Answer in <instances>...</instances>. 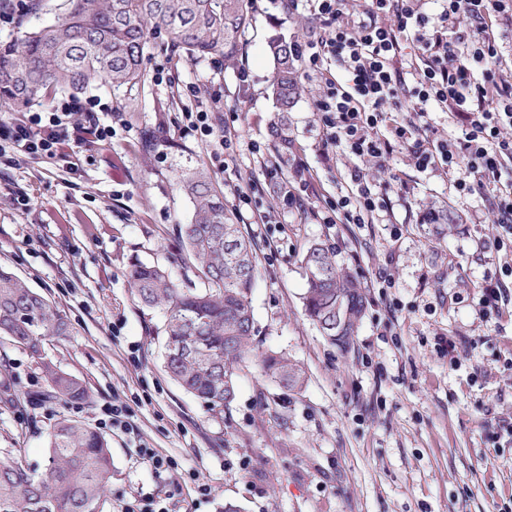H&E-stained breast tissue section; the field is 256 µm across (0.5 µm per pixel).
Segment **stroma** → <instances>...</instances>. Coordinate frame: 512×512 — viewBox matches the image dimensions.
<instances>
[{
    "label": "stroma",
    "mask_w": 512,
    "mask_h": 512,
    "mask_svg": "<svg viewBox=\"0 0 512 512\" xmlns=\"http://www.w3.org/2000/svg\"><path fill=\"white\" fill-rule=\"evenodd\" d=\"M62 0H43L0 25V41L58 22ZM314 19L308 5L253 0L252 21L235 61L187 60L151 46L134 87L90 84L84 97L112 114V142L80 153L74 169L22 159L0 169V265L39 290L68 322L45 352L89 386L81 404L38 402L48 385L37 359L0 338V457L45 458L56 415L95 423L101 404L120 398L134 411L140 441L172 456L154 470L129 438L109 434L112 480L104 512L137 496L173 495L176 512H512V302L485 313L483 287L504 261L487 198L456 192L455 173L421 172L404 151L370 179L390 182L389 208L372 224H319L290 212L261 221L260 205L237 219L252 239L259 276L252 293L263 349L284 353L306 376L300 391L280 388L250 362L236 372V397L223 414L206 411L167 375L164 317L131 293L132 257L196 277L178 263L179 225L193 205L176 178L205 167L224 191L261 172L251 145L275 154L268 43L300 40ZM252 83L242 89L239 69ZM175 84L159 82L158 71ZM221 89L239 115L236 171L221 169L185 109L199 100L177 87ZM314 92L294 106L297 154L312 185L336 197L345 164H323ZM407 183L409 193L396 189ZM26 196L28 206L17 205ZM445 203L452 229L424 221ZM320 243L363 284L369 306L349 351L331 346L302 310L301 258ZM211 486L199 498L198 484Z\"/></svg>",
    "instance_id": "obj_1"
}]
</instances>
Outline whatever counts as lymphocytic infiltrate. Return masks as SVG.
Masks as SVG:
<instances>
[{"label": "lymphocytic infiltrate", "mask_w": 512, "mask_h": 512, "mask_svg": "<svg viewBox=\"0 0 512 512\" xmlns=\"http://www.w3.org/2000/svg\"><path fill=\"white\" fill-rule=\"evenodd\" d=\"M315 19L310 39L296 43L306 77L320 92L313 102L319 119L324 163L353 156L386 168L395 150L407 151L422 172L462 170L457 189L492 199L501 229L498 250L512 254V70L502 65L495 29H512V0H443L439 13L421 0H366L355 20L353 0H307ZM415 42L414 71L401 64L402 45ZM338 63L345 72L330 69ZM212 109L187 113L188 127L235 167L240 144L234 108L223 107L221 91ZM448 114V137L435 136L429 106ZM96 101H66L23 120H0V164L15 157L44 158L70 168L79 152L109 144L112 126ZM264 179L279 183L277 209L301 208L303 200L282 177L279 161L253 148ZM347 194L322 198L311 209L323 224H370L386 206L387 187L370 181L360 168L347 172Z\"/></svg>", "instance_id": "lymphocytic-infiltrate-1"}]
</instances>
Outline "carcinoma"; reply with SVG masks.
I'll return each mask as SVG.
<instances>
[{
	"mask_svg": "<svg viewBox=\"0 0 512 512\" xmlns=\"http://www.w3.org/2000/svg\"><path fill=\"white\" fill-rule=\"evenodd\" d=\"M64 18L0 43V110L13 112L58 89L74 94L89 84H139L143 59L158 41L193 60L236 56L250 20L251 0H66ZM270 135L283 161L294 154L290 111L305 92L294 45L271 42ZM180 189L193 203L179 240L201 285L177 280L164 267L132 259L126 275L138 303L165 316V368L173 381L207 411L221 414L235 398V373L253 362L284 389L304 384V371L287 357L262 351L256 339L251 294L258 275L252 241L224 203V191L202 168L181 174ZM307 288L303 310L324 327L328 342L349 351L367 308L361 282L336 265L327 247L312 244L301 260ZM66 321L37 291L0 267V338L40 360L48 399L86 403V382L57 367L44 344L66 332ZM112 478L107 437L88 424L61 416L46 433L45 462L31 468L18 458L0 460V512H99Z\"/></svg>",
	"mask_w": 512,
	"mask_h": 512,
	"instance_id": "1",
	"label": "carcinoma"
}]
</instances>
